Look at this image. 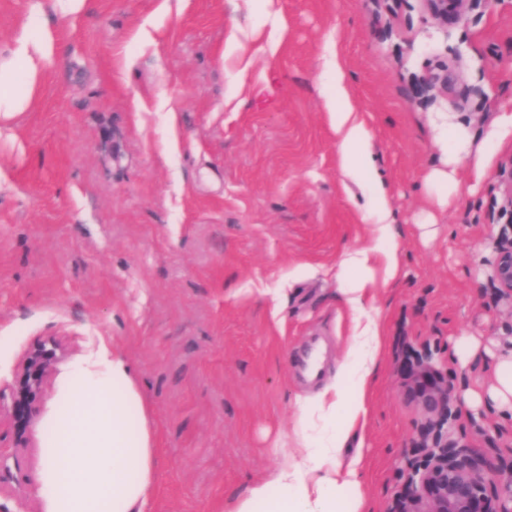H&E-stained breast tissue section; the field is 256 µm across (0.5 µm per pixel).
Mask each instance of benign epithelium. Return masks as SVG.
<instances>
[{
  "mask_svg": "<svg viewBox=\"0 0 512 512\" xmlns=\"http://www.w3.org/2000/svg\"><path fill=\"white\" fill-rule=\"evenodd\" d=\"M425 12L443 26H452L475 10L481 0H421ZM456 82L449 66L430 77L427 85L446 94ZM499 182L505 203L512 208V159L502 165ZM491 280L512 299V234L502 229L492 264ZM64 350L52 340L34 346L26 355L24 375L6 389L0 388V416L7 418L15 447L26 448L36 402L47 375L63 358ZM407 393L425 418L423 454L394 500L389 512H512V493L504 495L501 478L512 475V463L493 468L483 456L471 452L448 435L456 416L448 382L430 357L404 368Z\"/></svg>",
  "mask_w": 512,
  "mask_h": 512,
  "instance_id": "1",
  "label": "benign epithelium"
}]
</instances>
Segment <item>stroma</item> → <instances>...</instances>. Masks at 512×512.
I'll return each instance as SVG.
<instances>
[{
  "label": "stroma",
  "instance_id": "obj_1",
  "mask_svg": "<svg viewBox=\"0 0 512 512\" xmlns=\"http://www.w3.org/2000/svg\"><path fill=\"white\" fill-rule=\"evenodd\" d=\"M161 3L87 0L69 16L64 0H0V58L22 33L56 36L34 106L0 127V386L39 341L57 339L70 360L116 347L155 431L145 512H221L300 453L289 430L313 389L296 359L322 348L329 376L348 352L336 259L367 245L382 188L405 269L373 290L385 344L348 450L362 457L371 512H389L416 458L424 416L406 393L410 352L427 351L447 380L453 437L494 462L512 455V419L487 397L490 365L512 351V305L490 282L512 133L489 136L512 113V0H483L447 28L420 0H273L286 30L265 58L252 35L273 30L243 0ZM233 32L254 60L243 77L224 59ZM327 51L370 133L357 180L326 115ZM445 61L455 86L425 102ZM440 116L488 159L479 180L462 161L450 196L433 179L447 148ZM464 336L466 361L453 354ZM0 455L17 477L0 512H41L37 436L15 447L1 422Z\"/></svg>",
  "mask_w": 512,
  "mask_h": 512
}]
</instances>
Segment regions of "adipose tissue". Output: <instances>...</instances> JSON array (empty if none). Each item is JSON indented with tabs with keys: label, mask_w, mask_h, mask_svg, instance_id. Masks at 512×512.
<instances>
[{
	"label": "adipose tissue",
	"mask_w": 512,
	"mask_h": 512,
	"mask_svg": "<svg viewBox=\"0 0 512 512\" xmlns=\"http://www.w3.org/2000/svg\"><path fill=\"white\" fill-rule=\"evenodd\" d=\"M55 53L46 28L19 37L10 58L0 59V125L32 106ZM326 109L339 138L340 166L357 176L369 131L344 101L328 97ZM467 157L475 177H482L486 156L472 155L467 134L456 132L445 167L435 174L449 192H456L455 170ZM369 217L370 245L344 252L336 273L351 314L352 346L335 376L293 420L291 437L305 453L252 482L226 512H364L362 460L344 452L363 431L384 342L380 322L368 312L372 289L379 281L395 285L404 265L384 190L372 194ZM38 432L42 512H143L157 482L155 436L133 367L121 352L102 344L64 367Z\"/></svg>",
	"instance_id": "1"
}]
</instances>
